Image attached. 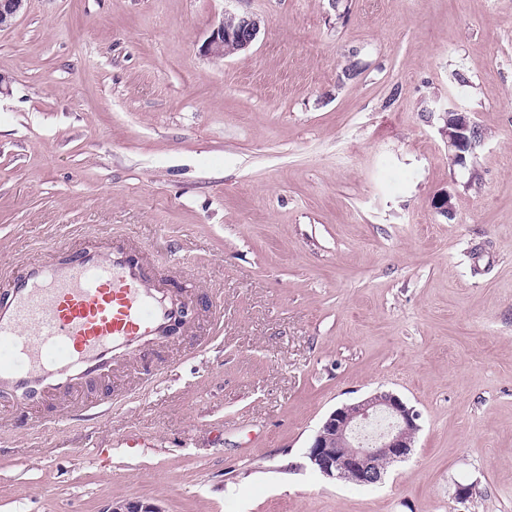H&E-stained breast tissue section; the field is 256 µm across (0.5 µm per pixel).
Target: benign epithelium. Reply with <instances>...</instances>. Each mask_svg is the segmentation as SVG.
<instances>
[{
	"mask_svg": "<svg viewBox=\"0 0 512 512\" xmlns=\"http://www.w3.org/2000/svg\"><path fill=\"white\" fill-rule=\"evenodd\" d=\"M26 0H0V29L12 27L23 12ZM262 26L253 14L224 12L202 46L205 56L223 59L243 52L252 45ZM448 115V154L456 165L466 163L473 151L475 122L470 113L446 108ZM419 413L397 395L381 391L333 410L317 429L308 459L329 478H339L360 486L383 481L380 462L402 461L414 448L420 429ZM106 512H166L156 501H114Z\"/></svg>",
	"mask_w": 512,
	"mask_h": 512,
	"instance_id": "7a95c632",
	"label": "benign epithelium"
}]
</instances>
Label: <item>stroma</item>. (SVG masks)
I'll return each instance as SVG.
<instances>
[{"instance_id": "obj_1", "label": "stroma", "mask_w": 512, "mask_h": 512, "mask_svg": "<svg viewBox=\"0 0 512 512\" xmlns=\"http://www.w3.org/2000/svg\"><path fill=\"white\" fill-rule=\"evenodd\" d=\"M343 3L27 0L0 31V286L108 243L193 310L0 397V512H512V0ZM227 10L263 24L214 61ZM379 391L421 415L410 458L315 471L322 420ZM448 115V154L456 165L466 163V154L472 152L476 143L472 139V130L476 126L469 112H463L453 103L445 110Z\"/></svg>"}]
</instances>
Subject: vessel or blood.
<instances>
[{"label": "vessel or blood", "mask_w": 512, "mask_h": 512, "mask_svg": "<svg viewBox=\"0 0 512 512\" xmlns=\"http://www.w3.org/2000/svg\"><path fill=\"white\" fill-rule=\"evenodd\" d=\"M178 314L125 252L29 261L0 299V395L33 402L60 379L100 375L149 337L169 335Z\"/></svg>", "instance_id": "vessel-or-blood-1"}]
</instances>
